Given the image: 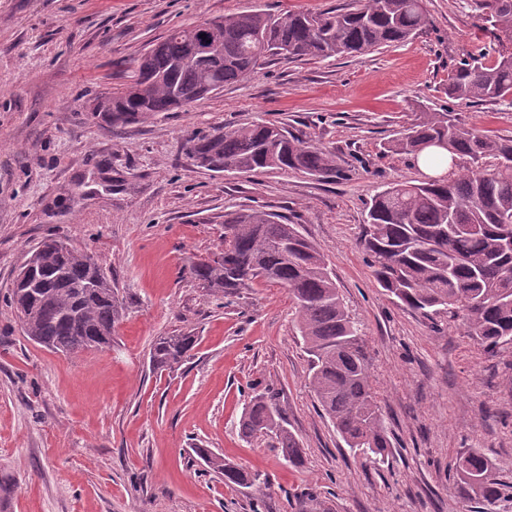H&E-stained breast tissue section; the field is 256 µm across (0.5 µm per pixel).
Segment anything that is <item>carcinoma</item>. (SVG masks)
<instances>
[{"label": "carcinoma", "instance_id": "cac0c4a2", "mask_svg": "<svg viewBox=\"0 0 512 512\" xmlns=\"http://www.w3.org/2000/svg\"><path fill=\"white\" fill-rule=\"evenodd\" d=\"M474 7L495 40L454 65L448 98L512 105V0H474ZM427 24L424 0H355L343 11L250 9L214 18L203 31L173 28L132 60L122 91L98 99L93 112L114 125L175 112L255 73L271 57H352L404 43ZM202 33L210 43L198 54L194 45ZM435 142L452 165L468 158L473 166L384 186L367 206L362 245L376 283L395 303L430 317L459 318L468 335L495 353L512 345V243L501 232L502 224L512 222V138L492 136L453 112H424L385 150L417 158ZM185 155L193 165L219 173L342 176L335 152L270 122L191 136ZM60 243L41 242L28 259L33 277L13 286L9 300L31 341L77 357L111 344L124 307L112 280L89 263L88 252ZM189 274L213 296L257 281L286 288L319 409L347 447L385 460L390 444L364 340L324 255L300 225L263 210L226 211L224 249L194 260ZM196 344L190 333L157 337L150 349L152 369H174ZM240 433L250 443L271 441L291 465L303 463L300 440L266 388L250 396ZM194 452L228 487L259 491L268 484L210 448ZM450 470L475 499L490 504L501 493L493 464L474 449L459 453Z\"/></svg>", "mask_w": 512, "mask_h": 512}]
</instances>
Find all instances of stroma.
I'll return each mask as SVG.
<instances>
[{"mask_svg":"<svg viewBox=\"0 0 512 512\" xmlns=\"http://www.w3.org/2000/svg\"><path fill=\"white\" fill-rule=\"evenodd\" d=\"M352 0H0V504L8 512H252L196 457L210 448L268 477L267 512H469L449 481L476 448L509 488L485 512H512V348L488 354L459 323L435 329L376 284L360 239L378 187L424 180L383 146L423 112L450 110L512 138V107L447 95L448 73L488 40L473 0H426L429 23L401 45L339 59L266 61L185 111L112 126L97 96L176 26L251 8L323 12ZM282 122L335 151L344 179L225 175L198 168L186 139ZM262 209L301 224L325 255L370 354L391 442L385 463L353 452L319 411L285 288L225 297L188 266L224 247V212ZM57 237L111 276L124 317L102 350L67 357L30 342L9 304L32 250ZM199 343L156 373L155 337ZM271 387L305 464L248 443L239 420Z\"/></svg>","mask_w":512,"mask_h":512,"instance_id":"35a3bbf8","label":"stroma"}]
</instances>
